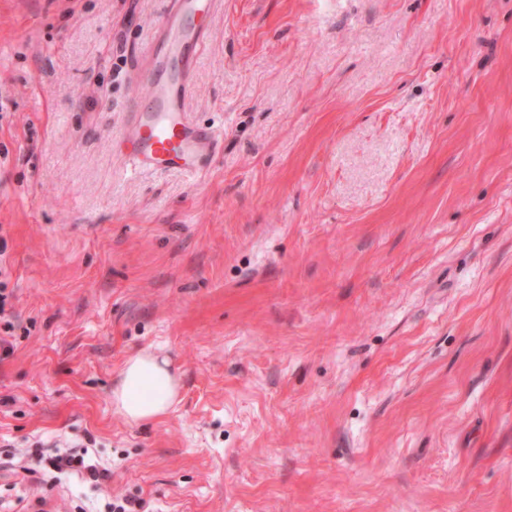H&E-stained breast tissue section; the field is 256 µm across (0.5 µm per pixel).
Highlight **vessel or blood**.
Returning a JSON list of instances; mask_svg holds the SVG:
<instances>
[{
    "label": "vessel or blood",
    "mask_w": 512,
    "mask_h": 512,
    "mask_svg": "<svg viewBox=\"0 0 512 512\" xmlns=\"http://www.w3.org/2000/svg\"><path fill=\"white\" fill-rule=\"evenodd\" d=\"M218 0H169L138 73L147 98L129 101L116 147L141 171H180L195 177L211 166L219 144L213 128L195 121L189 99L192 71L202 52L203 20Z\"/></svg>",
    "instance_id": "obj_1"
}]
</instances>
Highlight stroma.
Here are the masks:
<instances>
[{"label":"stroma","mask_w":512,"mask_h":512,"mask_svg":"<svg viewBox=\"0 0 512 512\" xmlns=\"http://www.w3.org/2000/svg\"><path fill=\"white\" fill-rule=\"evenodd\" d=\"M165 2L0 0V512H512V0H222L194 179L113 145ZM149 386L148 394H141ZM177 381L166 358L139 352L129 358L113 391L116 410L128 421L145 423L166 415L177 402ZM84 455L43 454L40 457V463L45 473L54 475L53 479L56 478L55 474H63L69 471H78L92 482H97L104 478L106 475L105 471L100 470L95 461L89 458L86 459Z\"/></svg>","instance_id":"1"}]
</instances>
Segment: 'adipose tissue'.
<instances>
[{"label": "adipose tissue", "mask_w": 512, "mask_h": 512, "mask_svg": "<svg viewBox=\"0 0 512 512\" xmlns=\"http://www.w3.org/2000/svg\"><path fill=\"white\" fill-rule=\"evenodd\" d=\"M176 402L177 381L166 358L140 352L125 362L113 392V403L128 421L145 423L159 419Z\"/></svg>", "instance_id": "obj_1"}]
</instances>
